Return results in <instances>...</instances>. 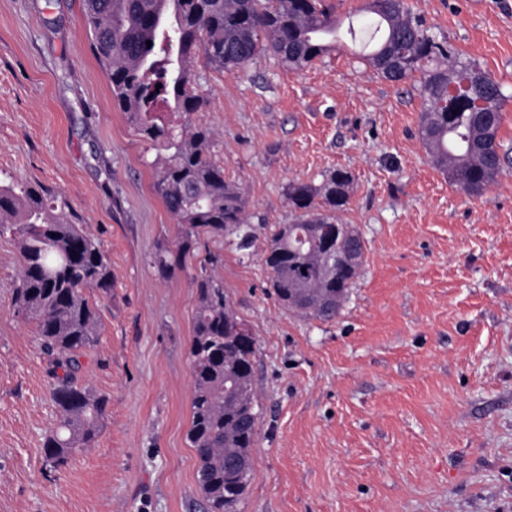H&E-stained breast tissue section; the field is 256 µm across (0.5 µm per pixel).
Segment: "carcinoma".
I'll list each match as a JSON object with an SVG mask.
<instances>
[{"label": "carcinoma", "mask_w": 512, "mask_h": 512, "mask_svg": "<svg viewBox=\"0 0 512 512\" xmlns=\"http://www.w3.org/2000/svg\"><path fill=\"white\" fill-rule=\"evenodd\" d=\"M376 25L349 23L339 30L324 0H98L85 13L93 52L109 76L112 100L145 140L167 154L155 188L180 228L177 250L160 248L152 264L165 275L181 266L200 237L224 238L248 254L256 240L241 189L224 179L211 156L213 134L192 115L203 99L195 92L196 52L204 62L235 75L271 54L301 69L336 40L362 41L366 60L383 79L401 83L420 74L425 107L420 135L433 165L471 196L494 183L505 164L502 86L464 61L457 49L413 15L406 0H369ZM162 88H157V85ZM352 176L334 170L318 185L288 184L295 217L270 228L264 264L272 295L287 308L322 321L336 319L362 267L365 243L344 238L342 250L359 263L340 278L323 270L318 233L348 228ZM17 241L20 266L15 313L35 326L43 349L57 356L52 399L57 426L45 437V464L58 468L93 447L107 397L75 384L78 357L98 340L96 308L86 290L106 293L112 271L106 253L75 224L44 188L28 181L0 184V235ZM197 306L189 359L193 374L187 433L198 459V486L210 512H238L253 477L252 448L259 413L253 383L256 338L238 339L237 317L224 287L196 279Z\"/></svg>", "instance_id": "carcinoma-1"}]
</instances>
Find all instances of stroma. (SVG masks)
<instances>
[{"mask_svg":"<svg viewBox=\"0 0 512 512\" xmlns=\"http://www.w3.org/2000/svg\"><path fill=\"white\" fill-rule=\"evenodd\" d=\"M407 5L501 83L512 154V0ZM195 73L192 120L251 224L291 222L289 183L348 170L364 264L330 322L285 308L261 254L219 239L160 275L178 233L154 188L164 153L115 107L82 0H0V178L66 201L112 270L88 293L100 336L76 374L108 398L102 428L49 468L51 361L15 313L19 251L0 236V512H205L186 440L203 271L258 340L239 512H512V167L479 197L450 183L419 134V81L382 79L345 42L300 70L264 56Z\"/></svg>","mask_w":512,"mask_h":512,"instance_id":"stroma-1","label":"stroma"}]
</instances>
